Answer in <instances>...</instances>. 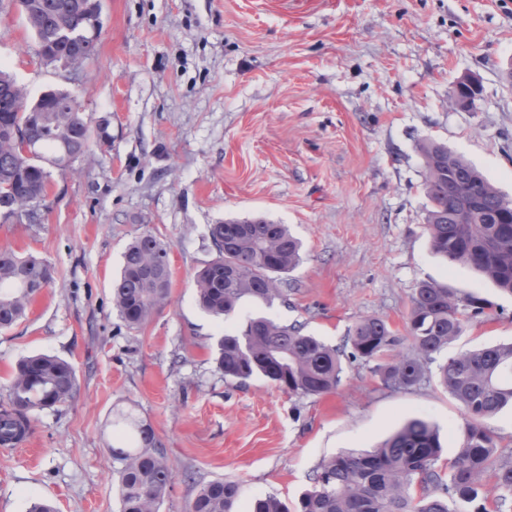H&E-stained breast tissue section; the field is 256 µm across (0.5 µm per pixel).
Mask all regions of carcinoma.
Here are the masks:
<instances>
[{
    "instance_id": "obj_1",
    "label": "carcinoma",
    "mask_w": 512,
    "mask_h": 512,
    "mask_svg": "<svg viewBox=\"0 0 512 512\" xmlns=\"http://www.w3.org/2000/svg\"><path fill=\"white\" fill-rule=\"evenodd\" d=\"M37 44L58 55L81 49L89 17L85 0H18ZM14 77L0 68V212L40 220L51 172L26 161L20 144L55 157L64 172L66 157L88 150L91 127L78 97L49 90L30 103L22 89L11 91ZM68 99L73 112L47 108ZM423 192L429 202L426 230L434 253L450 266H465L512 296V200L501 194L471 163L427 140ZM209 234L217 256L197 274L196 299L208 315L222 321L250 298L270 306L284 300L280 276L302 261V243L286 224L263 218L212 224ZM53 279L52 267L30 255L0 249V329L26 317L34 297ZM171 269L166 245L141 233L126 246L112 279V308L130 328H139L170 300ZM485 310L483 300L458 295L431 281L418 284L410 299L406 335L390 324L365 316L343 343L331 346L304 332L298 323L281 324L267 316L248 318L224 333L216 345V364L224 378L244 383L263 377L290 395L320 396L340 385L344 361H373L385 386H417L432 373L434 355L450 348L465 326ZM440 384L464 411L459 450L448 470L437 466L442 444L430 422L413 418L371 450L332 456L315 470L299 512H503L512 494V458L498 453L495 435L484 420L512 406V344L457 352L438 365ZM78 391L73 365L57 355L38 353L16 364L7 407L0 410V444L13 445L30 429V413L72 401ZM119 446L113 456L120 512H159L174 471L154 431L134 413H117ZM493 470L502 494L489 499L481 482ZM240 483L215 479L199 484L188 512H238ZM247 512H288L277 497H254Z\"/></svg>"
}]
</instances>
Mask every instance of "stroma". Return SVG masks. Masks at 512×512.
<instances>
[{
    "label": "stroma",
    "mask_w": 512,
    "mask_h": 512,
    "mask_svg": "<svg viewBox=\"0 0 512 512\" xmlns=\"http://www.w3.org/2000/svg\"><path fill=\"white\" fill-rule=\"evenodd\" d=\"M0 67L29 100L75 93L90 148L53 173L39 223L0 222V248L53 271L27 316L0 329V407L15 365L46 352L71 362L78 394L31 414L18 448L0 449V512L51 500L57 512H119L112 422L151 426L175 477L160 512H187L195 481L242 484L298 512L322 460L378 446L409 419L456 453L458 403L430 376L402 391L371 363L297 397L216 368L224 328L263 314L342 344L375 315L403 331L421 281L488 304L459 350L512 343V296L433 254L420 144L432 139L512 198V0H102L94 55L43 64L14 0H0ZM478 78L474 108L449 107ZM262 216L288 225L303 260L282 275L286 301L244 299L220 322L194 277L216 256L210 225ZM148 232L167 247L170 302L131 329L112 308L122 252Z\"/></svg>",
    "instance_id": "stroma-1"
}]
</instances>
